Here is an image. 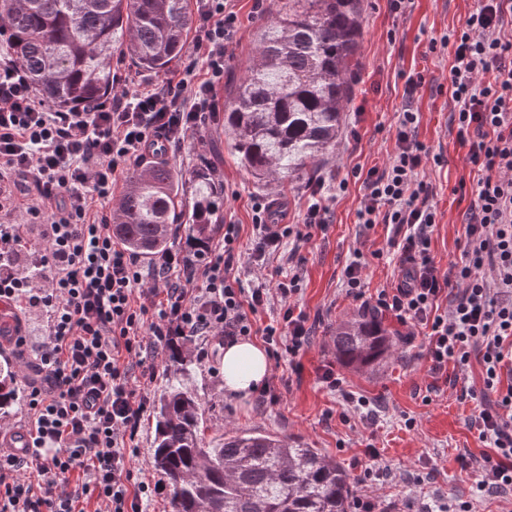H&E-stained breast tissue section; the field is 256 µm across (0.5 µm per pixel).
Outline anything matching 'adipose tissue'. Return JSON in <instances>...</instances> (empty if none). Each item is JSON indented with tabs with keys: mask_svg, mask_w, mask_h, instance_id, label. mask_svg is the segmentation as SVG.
Returning <instances> with one entry per match:
<instances>
[{
	"mask_svg": "<svg viewBox=\"0 0 512 512\" xmlns=\"http://www.w3.org/2000/svg\"><path fill=\"white\" fill-rule=\"evenodd\" d=\"M222 364L225 392L242 401L258 393L271 370L268 352L248 339L225 346Z\"/></svg>",
	"mask_w": 512,
	"mask_h": 512,
	"instance_id": "1",
	"label": "adipose tissue"
}]
</instances>
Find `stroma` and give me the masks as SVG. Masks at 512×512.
I'll list each match as a JSON object with an SVG mask.
<instances>
[{
  "label": "stroma",
  "instance_id": "1",
  "mask_svg": "<svg viewBox=\"0 0 512 512\" xmlns=\"http://www.w3.org/2000/svg\"><path fill=\"white\" fill-rule=\"evenodd\" d=\"M282 3L265 0L258 11L253 0H236L242 25L224 84L217 89L219 101H226L230 88L242 76L254 47L255 26L263 13L278 10ZM473 5V0H414L410 12L401 16L391 12L388 0H365L355 94L343 114V133L319 167L325 181L322 195L329 230L308 241H284L280 254L265 264L250 259L253 198L285 197L288 221L298 224L313 181L305 177L287 180L280 187L264 186L236 163L220 121L200 127L180 151L162 155V162L172 168L184 192H191L193 177L200 171L213 173L223 186V226L213 232L211 241L221 242L224 225L238 226L234 272L244 287L261 280L274 282L302 270L304 282L296 302L315 324L312 342L300 356L302 374L292 373L285 363L271 368L273 383L286 378L290 384L283 389L279 403L264 408L225 393L221 370L224 349L218 343L210 344V361L195 362L191 379L206 409V446L255 428L301 440L334 456L359 478L358 493L392 503L391 512H409L406 503L410 500L433 506L448 498L465 500L475 494L477 476L473 469L462 466L460 458L480 455L484 445L467 425L475 405L461 399L460 393L465 388H479V365H472L452 383L431 374L424 357L426 338L420 332L395 341L385 358L364 369L338 365L333 343L337 326L354 318L361 304H375L378 292L391 287L399 277L397 267L388 261L393 248L385 226L367 229L357 222L362 197L359 185L350 184L342 193L336 184L354 167L384 164L392 154L406 80L418 72L425 78L414 99L420 113L418 138L429 153H441L446 158L444 165L429 162L419 172L432 186L439 212L431 250L443 272L449 262L461 257L465 206L456 188L460 182L476 180L478 172L467 162L466 148L457 144L449 127L446 86L450 60L430 54L427 47L430 38L461 25ZM376 250L383 252V259L373 258ZM357 251L370 256L363 273L365 294L359 301L348 297L343 289L345 268ZM328 364L335 366L349 392L367 398V411L355 409L319 382L317 371ZM409 418L414 421L410 429L405 426ZM369 445L379 451L378 459L366 456ZM368 467L382 470V477L364 480Z\"/></svg>",
  "mask_w": 512,
  "mask_h": 512
}]
</instances>
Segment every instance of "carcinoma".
I'll list each match as a JSON object with an SVG mask.
<instances>
[{
  "mask_svg": "<svg viewBox=\"0 0 512 512\" xmlns=\"http://www.w3.org/2000/svg\"><path fill=\"white\" fill-rule=\"evenodd\" d=\"M362 0H288V11L263 19L250 64L224 106V131L238 163L266 186L299 178L336 145L349 77L361 36ZM195 16L188 0H0L6 48L34 93L59 111H90L112 90V58L165 75L182 57ZM224 209V192L204 171L183 203L174 172L137 167L112 213L124 248L155 256L172 244L170 220L188 224L200 253ZM336 357L366 368L393 339L378 313L364 310L336 328ZM174 381L156 410L153 464L170 488L171 512H351L355 478L317 449L260 429L236 433L215 448L200 437L201 403L182 376L192 356L171 344ZM19 382L0 362V414L17 402Z\"/></svg>",
  "mask_w": 512,
  "mask_h": 512,
  "instance_id": "carcinoma-1",
  "label": "carcinoma"
}]
</instances>
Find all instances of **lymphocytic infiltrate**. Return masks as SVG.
Masks as SVG:
<instances>
[{
	"label": "lymphocytic infiltrate",
	"mask_w": 512,
	"mask_h": 512,
	"mask_svg": "<svg viewBox=\"0 0 512 512\" xmlns=\"http://www.w3.org/2000/svg\"><path fill=\"white\" fill-rule=\"evenodd\" d=\"M194 50L188 65L139 93L113 96L91 112L56 111L37 100L24 69L0 56V302L24 303L38 338L18 336L39 381L29 383L26 456L0 449V512H143L164 491L135 475L146 385H132L130 366L152 376L149 360L171 337L232 344L261 337L275 359L297 357L311 342L308 315L297 306L300 273L269 287L244 288L233 274L236 225L224 227L220 249L190 259L175 245L150 267L116 246L112 221L92 208L112 194L117 174L139 163L152 138L181 146L190 132L219 115L216 90L241 27L233 0H195ZM512 0H474L463 25L431 39L449 51L448 92L457 142L479 176L467 188L460 261L440 273L431 255L437 213L433 190L419 179L424 159L412 105L423 75L409 77L408 99L383 165L354 169L341 180L363 190L357 220L389 226L404 276L381 291L377 306L403 325L427 331L432 374L481 365L480 396L470 422L486 450L462 458L478 475L480 495L512 493V36L504 32ZM270 204L253 205L254 261L278 253L284 239L326 231L327 206L311 198L298 224L269 223ZM40 226L45 249L25 244L22 221ZM452 292L448 308L438 300ZM280 298L276 320L257 315Z\"/></svg>",
	"instance_id": "f902f5d3"
}]
</instances>
